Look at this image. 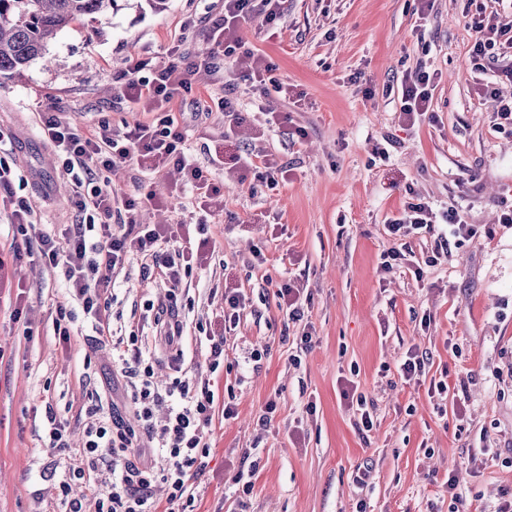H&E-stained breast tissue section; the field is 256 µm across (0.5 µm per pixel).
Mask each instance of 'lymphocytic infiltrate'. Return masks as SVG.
<instances>
[{"label": "lymphocytic infiltrate", "instance_id": "lymphocytic-infiltrate-1", "mask_svg": "<svg viewBox=\"0 0 512 512\" xmlns=\"http://www.w3.org/2000/svg\"><path fill=\"white\" fill-rule=\"evenodd\" d=\"M250 17L266 26L276 24L281 18L280 0H224V14L211 31L225 56L242 48L239 22ZM467 25L476 34L471 61L494 127L499 131L512 128V64L505 62L506 57H512V21L480 6L469 15ZM492 64L497 67L493 73L488 70ZM198 67V61L179 41L152 76H140L139 66L129 67L127 98L131 104L153 112L154 118L114 136L98 130L84 133L57 113H42L40 133L72 184L69 202L77 221L61 233L37 229L26 201L7 194L0 198V207L10 212L15 237L22 240L21 246L12 249L14 257L27 255L47 268L62 270L68 295L81 307L97 344L112 352L137 420L136 425H128L117 404L97 405L88 413L81 448L74 450L68 422L48 416L44 435L49 447L71 452L68 477L58 484L64 512H85L83 501L70 495L75 481L88 488L95 512H197L195 482L210 453L208 434L215 415L210 375L224 366V340L212 331L205 334L207 374L193 375L185 369L180 340L186 313L178 307L176 293L192 269L193 255L176 245L169 226L114 223L117 208L134 211L140 201H154L155 195L149 191L141 198L117 197L100 175L123 164L137 165L149 175L171 166L183 173L186 184L204 204L219 203L220 186L195 162L185 132L172 113L174 103L185 100L207 115L223 112L236 140L251 142L248 153L234 156L235 165L262 168L270 176L278 172L272 154L254 148V141L262 134L245 125L236 103L223 97L210 102L196 95L191 76ZM436 81V73L422 68L405 74L398 90L405 124L435 121L432 99ZM436 224L448 225L450 237L473 233L459 212H436L421 198L406 202L398 215L389 218L387 229L397 239ZM133 261L140 263L144 276L168 289L164 303L146 304L145 316L153 329L149 336L135 332L121 336L110 329L116 300L112 288ZM160 346L168 349L174 372L164 387L155 380V368L160 363L155 350ZM106 462L111 465L107 479L102 476ZM158 483L167 491L161 503L151 495Z\"/></svg>", "mask_w": 512, "mask_h": 512}]
</instances>
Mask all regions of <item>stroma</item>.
Returning <instances> with one entry per match:
<instances>
[{
  "instance_id": "1",
  "label": "stroma",
  "mask_w": 512,
  "mask_h": 512,
  "mask_svg": "<svg viewBox=\"0 0 512 512\" xmlns=\"http://www.w3.org/2000/svg\"><path fill=\"white\" fill-rule=\"evenodd\" d=\"M417 7L418 0H282L276 26L242 21L245 46L228 58L208 22L222 15L224 0H168L160 13L148 0H118L100 21L59 33L45 59L20 75H0V130L11 134L7 160L22 174L11 190L33 208L39 228L55 232L75 215L39 134L40 114L59 112L82 130L102 120L114 131L150 121L123 95L129 61L158 65L183 41L213 62L194 75L195 89L219 98L262 55L304 94L297 103L234 91L286 169L275 189L257 172L227 173L223 209L204 210L179 193L176 171L149 181L133 166L110 175L119 195L143 184L161 198L162 208L137 210L136 223L208 224V259L184 282L196 317L223 332L216 317L225 290L247 298L246 316L223 332L224 368L211 376L236 415L215 416L208 465L195 483L197 512H496L512 502V224L499 221L512 201V131L495 130L480 96L462 0H436L424 18ZM190 18L195 29L183 30ZM419 67L439 74L437 120L407 129L392 89ZM173 113L200 165L209 148L233 154L222 113L199 119L188 102ZM299 126L307 137L296 144ZM416 195L461 211L476 230L452 242L447 261L426 263L446 225L399 241L386 229ZM11 241L0 212V260L10 279L0 287V512H57L56 475L68 457L46 448L42 405L52 403L80 437L86 408L114 395L112 354L87 325L70 346L58 344L52 319L68 301L64 283L37 258L13 261ZM394 247L422 263V276L411 265L382 269ZM288 280L306 287L304 323L277 305V286ZM115 287L113 325L126 334L140 329L147 300L165 298L136 268ZM18 305L20 322L11 318ZM306 323L313 346L300 354L293 339ZM410 351L427 360L409 381L399 365ZM295 354L300 364H292ZM439 380L447 396L430 393ZM350 385L367 399L372 430L361 429L342 394ZM271 401L263 430L258 420ZM253 461L252 490L239 495L234 477ZM365 468L362 487L355 477Z\"/></svg>"
}]
</instances>
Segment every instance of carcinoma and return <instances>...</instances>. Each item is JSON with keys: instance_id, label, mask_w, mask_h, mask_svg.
Wrapping results in <instances>:
<instances>
[{"instance_id": "carcinoma-1", "label": "carcinoma", "mask_w": 512, "mask_h": 512, "mask_svg": "<svg viewBox=\"0 0 512 512\" xmlns=\"http://www.w3.org/2000/svg\"><path fill=\"white\" fill-rule=\"evenodd\" d=\"M115 7L117 0H0V72H20L65 28Z\"/></svg>"}]
</instances>
